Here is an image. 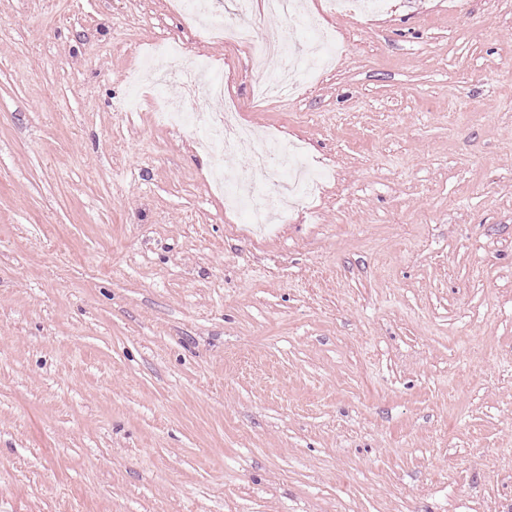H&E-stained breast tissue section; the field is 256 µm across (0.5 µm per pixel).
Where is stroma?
<instances>
[{
  "instance_id": "stroma-1",
  "label": "stroma",
  "mask_w": 512,
  "mask_h": 512,
  "mask_svg": "<svg viewBox=\"0 0 512 512\" xmlns=\"http://www.w3.org/2000/svg\"><path fill=\"white\" fill-rule=\"evenodd\" d=\"M306 0L244 119L327 177L255 231L159 126L169 0H0V512H512V0Z\"/></svg>"
}]
</instances>
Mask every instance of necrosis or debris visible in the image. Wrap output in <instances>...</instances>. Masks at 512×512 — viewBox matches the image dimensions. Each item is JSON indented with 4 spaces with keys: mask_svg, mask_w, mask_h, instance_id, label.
<instances>
[{
    "mask_svg": "<svg viewBox=\"0 0 512 512\" xmlns=\"http://www.w3.org/2000/svg\"><path fill=\"white\" fill-rule=\"evenodd\" d=\"M252 8L253 0H235L232 13L217 24L216 30L225 41L245 43L253 48L260 63L255 78L259 98L278 96L284 86L321 67L324 58L319 55L311 59L299 54L292 41L287 39L285 27L259 26L250 22ZM174 60L184 63L179 78L185 92L181 101L169 102L160 108V121L167 126H187L193 119H203L208 136L202 146L216 158L212 176L223 183L226 201L248 209L252 223H267L274 210L287 213L288 204L283 199L280 176L289 170H303L307 166L306 160L300 153L288 152L275 139L266 140L262 148H254L255 137L234 107L227 105L199 114V96H206L213 102L224 97L222 81L209 82L203 78L210 68L209 60L188 54L177 42L166 41L158 57L145 60L143 67L148 70L155 63ZM248 145L253 148L249 175L229 174L227 162Z\"/></svg>",
    "mask_w": 512,
    "mask_h": 512,
    "instance_id": "necrosis-or-debris-1",
    "label": "necrosis or debris"
}]
</instances>
